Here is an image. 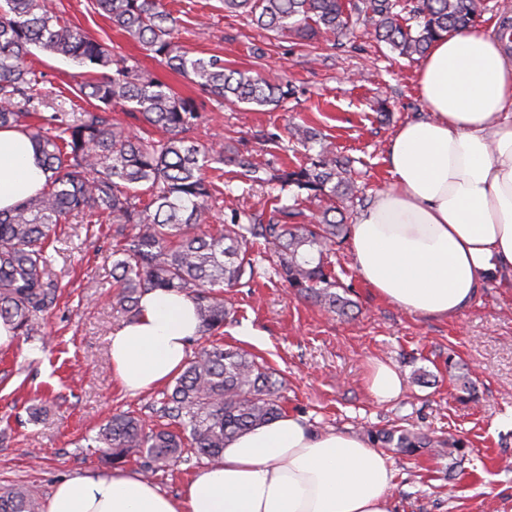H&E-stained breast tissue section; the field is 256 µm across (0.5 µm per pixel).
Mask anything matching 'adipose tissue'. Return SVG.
<instances>
[{
  "label": "adipose tissue",
  "instance_id": "obj_1",
  "mask_svg": "<svg viewBox=\"0 0 512 512\" xmlns=\"http://www.w3.org/2000/svg\"><path fill=\"white\" fill-rule=\"evenodd\" d=\"M418 85L424 117L395 132L392 176L350 228V252L374 292L409 313L454 317L492 276L512 279V59L478 27L438 39ZM46 172L21 130L0 128V211L42 189ZM193 301L161 290L109 338L120 386L168 383L196 336ZM383 453L348 431L313 432L291 414L238 436L179 497L115 469L56 483L43 512H394Z\"/></svg>",
  "mask_w": 512,
  "mask_h": 512
}]
</instances>
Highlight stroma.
<instances>
[{"instance_id": "35a3bbf8", "label": "stroma", "mask_w": 512, "mask_h": 512, "mask_svg": "<svg viewBox=\"0 0 512 512\" xmlns=\"http://www.w3.org/2000/svg\"><path fill=\"white\" fill-rule=\"evenodd\" d=\"M65 19L137 62L142 71L182 95L193 86L149 57L118 31L93 0H48ZM178 12L176 41L194 56L287 81L291 95L279 106L208 107L191 138L217 142L274 167L293 166L305 151L289 141V122L307 124L352 160L358 186L355 210L391 182L387 149L404 122L423 116L419 60L398 56L356 28L337 46L279 36L225 12L222 0H163ZM265 53L256 56L254 46ZM27 63L45 75L42 91L70 97L78 67L37 51ZM225 193L207 218L219 229L227 209L261 214L265 188L246 184L234 166L221 164ZM112 229L70 217L58 230L52 274L60 286L56 306L40 322L44 341L17 337L0 348V488L24 485L49 498L54 485L109 465L94 440L99 428L122 411L154 419L160 389L125 392L112 369L108 338L123 318L112 304ZM350 242L334 245L328 260L340 285L352 287L357 307L339 318L299 298L277 277L265 255L259 276L232 289L233 312L223 343L263 358L286 380L285 412L312 431L404 428L434 438L462 441L460 450L428 448L408 456L383 454L395 472L396 512H512V288L487 280L475 300L452 319L408 313L376 296L357 274ZM393 365L404 389L389 403L368 390L372 362ZM38 406V421L28 419Z\"/></svg>"}]
</instances>
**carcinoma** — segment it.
Masks as SVG:
<instances>
[{"instance_id": "1", "label": "carcinoma", "mask_w": 512, "mask_h": 512, "mask_svg": "<svg viewBox=\"0 0 512 512\" xmlns=\"http://www.w3.org/2000/svg\"><path fill=\"white\" fill-rule=\"evenodd\" d=\"M258 28L291 33L302 40L339 41L361 24L402 57L425 55L436 39L475 26L483 0H418L411 19L401 16L400 0H223ZM108 19L174 73L196 86V97H182L157 77L73 25L44 0H0V127L21 126L33 141L47 180L37 194L0 211V319L15 335L36 340L39 319L55 305L48 248L57 226L73 214L112 218V278L116 305L126 319L138 313L148 291L181 293L195 304L199 336H220L230 307L224 287L247 286L256 277L249 244L274 247L279 276L298 295L320 308L345 315L354 306L336 292L339 283L324 254L347 233V212L325 209L311 224H299V203L322 196L353 199L351 160L322 142L305 124L289 135L316 154L291 168L253 161L250 154L224 145L205 147L188 133L215 102L279 106L291 91L251 70L211 56L194 57L174 41L180 19L160 0H95ZM86 68L73 88L90 108L67 109L39 88L44 75L26 66L31 48ZM121 106L144 124L133 132L112 122ZM165 137L157 139L152 130ZM239 169L259 185L297 189L292 206L271 198L264 221L232 212L216 232L201 229L212 203L224 194L207 175L213 161ZM283 381L247 350L204 343L163 392L156 420L116 414L94 441L106 448L108 463L144 461L153 474L191 451L210 462L221 459L235 437L283 415ZM375 443L413 455L430 440L407 429L369 433ZM0 512H42L41 498L24 486L0 491Z\"/></svg>"}]
</instances>
